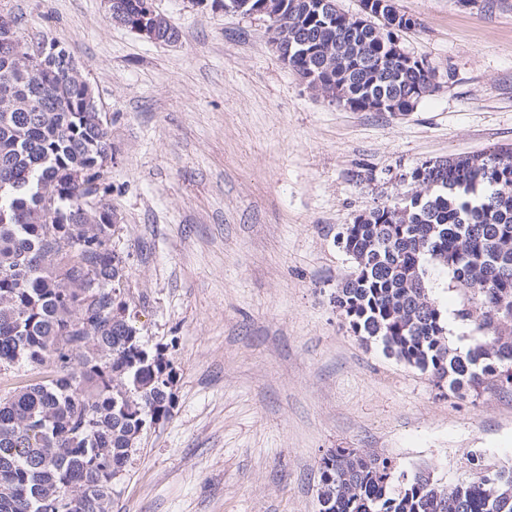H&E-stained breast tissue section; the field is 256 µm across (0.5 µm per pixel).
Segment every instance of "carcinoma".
<instances>
[{
    "label": "carcinoma",
    "mask_w": 512,
    "mask_h": 512,
    "mask_svg": "<svg viewBox=\"0 0 512 512\" xmlns=\"http://www.w3.org/2000/svg\"><path fill=\"white\" fill-rule=\"evenodd\" d=\"M143 2L118 0L128 25L143 19ZM318 4L286 0L270 21L291 46L288 66L342 86L355 112L377 96L412 111L414 88L434 74L375 69L392 34ZM18 42L0 37V370L24 364L47 376L0 397V512H112L115 475L137 451L142 422L171 415L175 376L139 356L103 182L111 130L86 105L94 89L83 73L17 68ZM409 180V201L346 228L355 270L336 307L355 335L454 393L512 389V147L417 167ZM82 198L95 208L81 209ZM431 262L463 292L457 319L482 333L464 354L449 346L431 298ZM319 470L320 512H512V467L448 486L426 468L336 448Z\"/></svg>",
    "instance_id": "cac0c4a2"
}]
</instances>
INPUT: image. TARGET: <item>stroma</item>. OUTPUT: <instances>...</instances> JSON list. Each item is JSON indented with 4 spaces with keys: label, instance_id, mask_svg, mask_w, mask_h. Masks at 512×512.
Here are the masks:
<instances>
[{
    "label": "stroma",
    "instance_id": "35a3bbf8",
    "mask_svg": "<svg viewBox=\"0 0 512 512\" xmlns=\"http://www.w3.org/2000/svg\"><path fill=\"white\" fill-rule=\"evenodd\" d=\"M402 48L437 90L412 112H353L275 52L265 18L153 0L170 44L105 0H0L18 36L65 47L109 117L104 173L141 338L175 372L112 512H319L332 448L442 483L512 466V390L458 395L362 343L336 309L340 238L428 161L512 146V0H395Z\"/></svg>",
    "mask_w": 512,
    "mask_h": 512
}]
</instances>
